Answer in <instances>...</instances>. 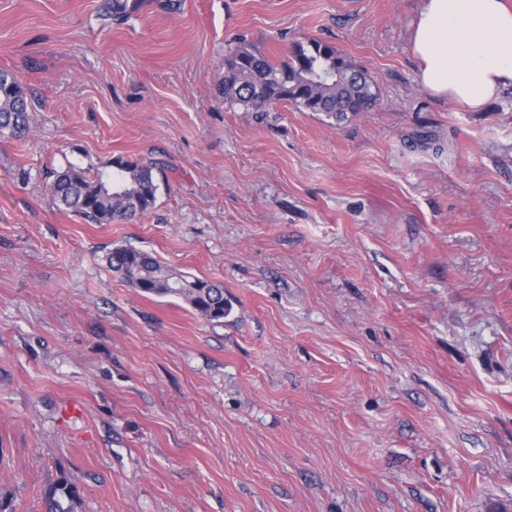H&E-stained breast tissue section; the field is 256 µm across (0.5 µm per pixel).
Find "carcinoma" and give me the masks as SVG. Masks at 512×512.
<instances>
[{
  "label": "carcinoma",
  "instance_id": "cac0c4a2",
  "mask_svg": "<svg viewBox=\"0 0 512 512\" xmlns=\"http://www.w3.org/2000/svg\"><path fill=\"white\" fill-rule=\"evenodd\" d=\"M143 0H108L106 13L122 19ZM219 92L229 105L248 112H267L281 102L299 110L320 112L338 122L375 106L377 92L368 71L358 67L335 46L317 39L295 42L288 60L273 62L245 44L224 59ZM29 132V103L17 78L0 71V137L18 139ZM158 166L116 156L90 173L68 167L51 183L54 201L62 209L97 224L125 220L155 207ZM121 280L145 294L184 301L200 317L221 321L232 310L223 286L197 276L175 274L151 254L116 246L108 257ZM80 493L60 477L43 496L44 512H76Z\"/></svg>",
  "mask_w": 512,
  "mask_h": 512
}]
</instances>
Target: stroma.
<instances>
[{"mask_svg":"<svg viewBox=\"0 0 512 512\" xmlns=\"http://www.w3.org/2000/svg\"><path fill=\"white\" fill-rule=\"evenodd\" d=\"M0 0L30 102L0 139V494L43 512H512V87L420 82L422 0ZM327 41L378 102L344 122L218 92L238 40ZM441 144L435 153L433 144ZM166 188L130 221L59 210L112 156ZM126 245L224 286L223 322L112 272ZM80 493L77 486L66 476L48 487L43 496L45 512H76Z\"/></svg>","mask_w":512,"mask_h":512,"instance_id":"obj_1","label":"stroma"}]
</instances>
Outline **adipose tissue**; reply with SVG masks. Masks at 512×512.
<instances>
[{
    "mask_svg": "<svg viewBox=\"0 0 512 512\" xmlns=\"http://www.w3.org/2000/svg\"><path fill=\"white\" fill-rule=\"evenodd\" d=\"M410 45L436 97L478 110L512 86V8L504 0H424Z\"/></svg>",
    "mask_w": 512,
    "mask_h": 512,
    "instance_id": "1",
    "label": "adipose tissue"
}]
</instances>
